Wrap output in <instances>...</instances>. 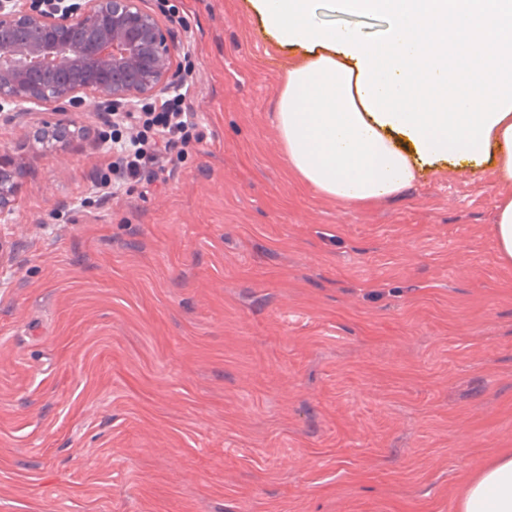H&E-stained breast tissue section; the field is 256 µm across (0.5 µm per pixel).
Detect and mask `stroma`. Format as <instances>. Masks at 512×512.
<instances>
[{"mask_svg":"<svg viewBox=\"0 0 512 512\" xmlns=\"http://www.w3.org/2000/svg\"><path fill=\"white\" fill-rule=\"evenodd\" d=\"M206 138L97 202L109 113L0 119V512H455L512 448V265L492 165L347 205L274 118L301 57L249 0H172ZM69 145L36 142L58 123ZM24 171L9 152L0 153V212L11 211ZM494 228L500 257L512 264V200L498 207Z\"/></svg>","mask_w":512,"mask_h":512,"instance_id":"obj_1","label":"stroma"}]
</instances>
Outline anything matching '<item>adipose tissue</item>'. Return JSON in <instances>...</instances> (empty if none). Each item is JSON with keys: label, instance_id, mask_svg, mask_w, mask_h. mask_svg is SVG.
<instances>
[{"label": "adipose tissue", "instance_id": "1", "mask_svg": "<svg viewBox=\"0 0 512 512\" xmlns=\"http://www.w3.org/2000/svg\"><path fill=\"white\" fill-rule=\"evenodd\" d=\"M287 66L276 126L296 176L344 203L397 195L423 170L493 163L512 182V0H249ZM382 17L373 37L326 14ZM456 512H512V451Z\"/></svg>", "mask_w": 512, "mask_h": 512}]
</instances>
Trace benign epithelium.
I'll use <instances>...</instances> for the list:
<instances>
[{
	"label": "benign epithelium",
	"instance_id": "1",
	"mask_svg": "<svg viewBox=\"0 0 512 512\" xmlns=\"http://www.w3.org/2000/svg\"><path fill=\"white\" fill-rule=\"evenodd\" d=\"M146 0H79L72 10L36 13L0 0V56L16 77H0V100L61 108L94 95L114 111L167 92L177 44ZM70 125L45 140L69 144ZM24 171L0 153V212L11 210Z\"/></svg>",
	"mask_w": 512,
	"mask_h": 512
}]
</instances>
